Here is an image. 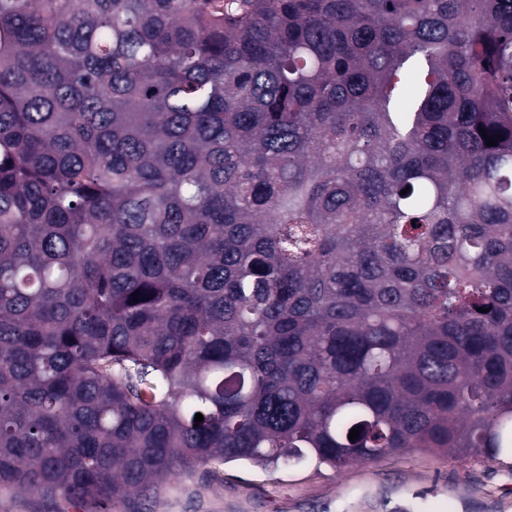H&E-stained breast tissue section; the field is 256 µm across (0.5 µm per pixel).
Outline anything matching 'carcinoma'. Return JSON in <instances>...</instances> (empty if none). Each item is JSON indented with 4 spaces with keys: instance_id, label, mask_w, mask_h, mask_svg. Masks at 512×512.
Masks as SVG:
<instances>
[{
    "instance_id": "1",
    "label": "carcinoma",
    "mask_w": 512,
    "mask_h": 512,
    "mask_svg": "<svg viewBox=\"0 0 512 512\" xmlns=\"http://www.w3.org/2000/svg\"><path fill=\"white\" fill-rule=\"evenodd\" d=\"M412 448L512 458V0H0V491Z\"/></svg>"
}]
</instances>
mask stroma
Segmentation results:
<instances>
[{"label":"stroma","mask_w":512,"mask_h":512,"mask_svg":"<svg viewBox=\"0 0 512 512\" xmlns=\"http://www.w3.org/2000/svg\"><path fill=\"white\" fill-rule=\"evenodd\" d=\"M145 512H512V460L416 448L336 473L213 463L167 483Z\"/></svg>","instance_id":"35a3bbf8"}]
</instances>
